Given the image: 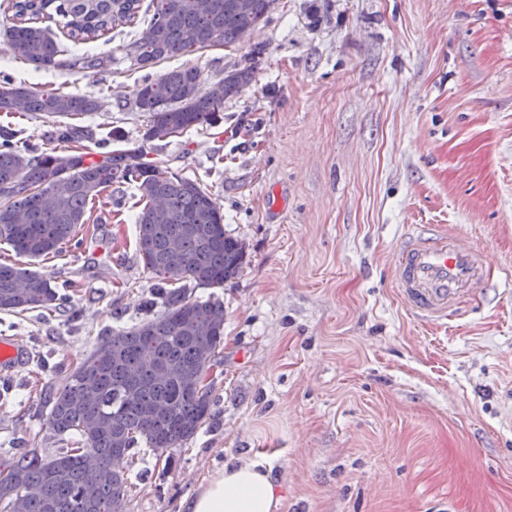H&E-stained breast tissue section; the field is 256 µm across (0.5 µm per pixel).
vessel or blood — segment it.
Listing matches in <instances>:
<instances>
[{
  "label": "vessel or blood",
  "instance_id": "1",
  "mask_svg": "<svg viewBox=\"0 0 512 512\" xmlns=\"http://www.w3.org/2000/svg\"><path fill=\"white\" fill-rule=\"evenodd\" d=\"M486 253L460 237L411 227L397 247L392 279L406 308L426 320H442L481 292Z\"/></svg>",
  "mask_w": 512,
  "mask_h": 512
}]
</instances>
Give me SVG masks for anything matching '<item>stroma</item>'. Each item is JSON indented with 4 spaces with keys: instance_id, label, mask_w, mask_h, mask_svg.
I'll list each match as a JSON object with an SVG mask.
<instances>
[{
    "instance_id": "obj_1",
    "label": "stroma",
    "mask_w": 512,
    "mask_h": 512,
    "mask_svg": "<svg viewBox=\"0 0 512 512\" xmlns=\"http://www.w3.org/2000/svg\"><path fill=\"white\" fill-rule=\"evenodd\" d=\"M8 24L0 10V72L104 97L70 124L199 181L247 247L218 292L214 417L172 465L134 459L120 512H180L242 455L272 464L284 512H512V0H277L250 42L156 64L215 80L249 64L253 77L217 124L150 143L135 107L142 73L117 41L80 46L111 52L110 71L78 72L66 54L37 69L7 52ZM59 123L0 115L18 144L46 149ZM115 129L122 141L108 140ZM133 193L107 188L82 245L39 261L71 305L0 312V336L26 351L0 370V457L29 429L40 454L62 449L41 430L33 383L61 380L95 336L146 318ZM411 225L489 256L481 297L447 323L410 315L391 282Z\"/></svg>"
}]
</instances>
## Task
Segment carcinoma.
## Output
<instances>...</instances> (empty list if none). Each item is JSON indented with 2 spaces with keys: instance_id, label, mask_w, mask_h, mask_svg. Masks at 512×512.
Instances as JSON below:
<instances>
[{
  "instance_id": "cac0c4a2",
  "label": "carcinoma",
  "mask_w": 512,
  "mask_h": 512,
  "mask_svg": "<svg viewBox=\"0 0 512 512\" xmlns=\"http://www.w3.org/2000/svg\"><path fill=\"white\" fill-rule=\"evenodd\" d=\"M237 0H9L12 25L6 50L37 68L56 65L65 52L45 22L58 15L75 44L114 30L147 23L150 37L123 45L132 65L144 72L135 107L146 116V141H165L193 128L214 124L224 99L250 84L243 67L212 80L196 66L160 75L148 69L164 59L198 49L240 44L256 21L263 23L276 0H249V12ZM112 53L81 55L70 66L106 71ZM96 96L35 91L5 74L0 77V113L7 116L68 117L98 112ZM57 147H20L9 133L0 136V240L27 263H0V311H53L71 295L53 285L37 262L59 254L77 236L91 207L114 184L137 190V253L152 280L154 306L161 310L130 327L96 337L90 352L64 380L39 394L48 409L49 434L74 447L52 456L23 449L0 458V512H116L128 487L127 473L112 472V455L138 452L169 462L213 416L212 384L203 378L221 365L224 301L192 296L191 287L222 288L238 277L246 261L245 245L224 230V211L214 194L191 178L161 171L144 161L140 149L89 158L83 142L90 130L60 125ZM199 386H194V383ZM101 461L89 466L88 456Z\"/></svg>"
}]
</instances>
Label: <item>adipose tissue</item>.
<instances>
[{"instance_id": "1", "label": "adipose tissue", "mask_w": 512, "mask_h": 512, "mask_svg": "<svg viewBox=\"0 0 512 512\" xmlns=\"http://www.w3.org/2000/svg\"><path fill=\"white\" fill-rule=\"evenodd\" d=\"M283 484L263 460L239 458L213 472L185 499L183 512H282Z\"/></svg>"}]
</instances>
